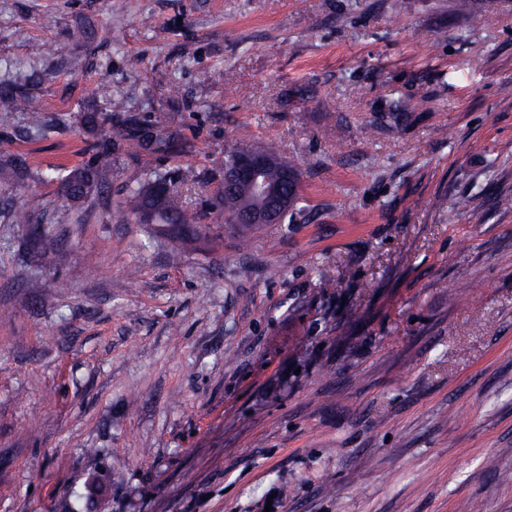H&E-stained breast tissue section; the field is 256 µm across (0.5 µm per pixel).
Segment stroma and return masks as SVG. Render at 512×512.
Wrapping results in <instances>:
<instances>
[{
  "instance_id": "stroma-1",
  "label": "stroma",
  "mask_w": 512,
  "mask_h": 512,
  "mask_svg": "<svg viewBox=\"0 0 512 512\" xmlns=\"http://www.w3.org/2000/svg\"><path fill=\"white\" fill-rule=\"evenodd\" d=\"M394 2L0 0L43 117L0 112V512H512V0ZM243 134L305 206L245 244L213 205ZM176 164L204 234L174 248L124 201ZM127 138L137 141L142 147L157 152L174 155L177 149L176 137L173 133H157L150 129H135L127 134ZM99 146L92 162L72 170L62 180L65 195L73 202L87 200L112 171V137Z\"/></svg>"
}]
</instances>
